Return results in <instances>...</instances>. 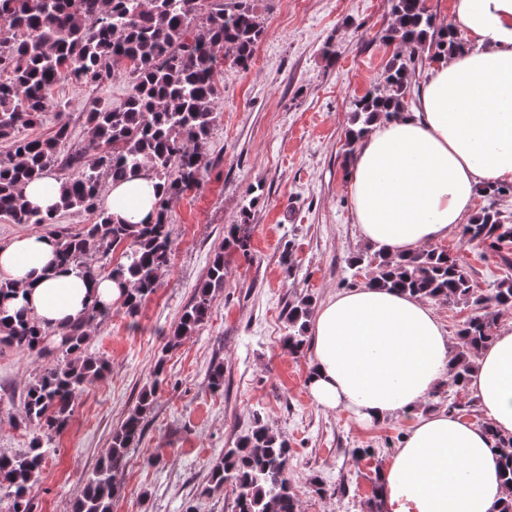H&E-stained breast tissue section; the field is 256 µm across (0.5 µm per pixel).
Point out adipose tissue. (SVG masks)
<instances>
[{"mask_svg":"<svg viewBox=\"0 0 512 512\" xmlns=\"http://www.w3.org/2000/svg\"><path fill=\"white\" fill-rule=\"evenodd\" d=\"M453 23L478 51L438 60L412 109L371 125L349 169L354 221L386 253L409 255L457 232L480 184L512 181V0H454ZM163 193L136 176L110 185L101 208L119 224L150 222ZM9 310L52 330L109 305L126 287L60 265L44 232L0 242ZM309 333L313 401L350 411L361 426L398 416L409 431L379 474L385 512H497L512 496L492 461L495 437L512 436V321L482 350L465 390L488 427L427 410L450 378L446 331L432 303L368 285L328 298Z\"/></svg>","mask_w":512,"mask_h":512,"instance_id":"1","label":"adipose tissue"}]
</instances>
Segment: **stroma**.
<instances>
[{
    "mask_svg": "<svg viewBox=\"0 0 512 512\" xmlns=\"http://www.w3.org/2000/svg\"><path fill=\"white\" fill-rule=\"evenodd\" d=\"M265 35L248 70L221 65L219 117L204 147L200 184L170 208L173 250L159 285L129 317L122 303L90 331L87 351L105 359L103 377L86 383L70 421L53 434L43 474L31 491L32 512H72L87 478L107 453L113 431L141 389L158 382L145 432L117 476L112 512H234L229 487L209 481L227 448L262 418L286 438L299 512H368L375 468L387 464L406 433L393 417L368 428L343 410L310 398V355L289 354L285 310L308 296L321 305L367 282L351 257L372 252L354 222L346 136L352 102L376 85L394 48L383 36L391 0H254ZM128 77L96 85L65 78L52 89L66 105L69 139L62 156L87 149L84 114L99 100L122 103ZM251 206L248 246L226 238ZM442 249L460 254L475 288L499 277L503 257L486 246ZM224 287L208 321L177 346L168 340L194 298L216 251ZM224 366V386L209 372ZM162 373H155V365ZM42 365L36 356L0 347V454L25 452L37 431L22 424L23 398ZM373 449L359 459L354 449ZM323 480L325 494L309 480Z\"/></svg>",
    "mask_w": 512,
    "mask_h": 512,
    "instance_id": "35a3bbf8",
    "label": "stroma"
}]
</instances>
